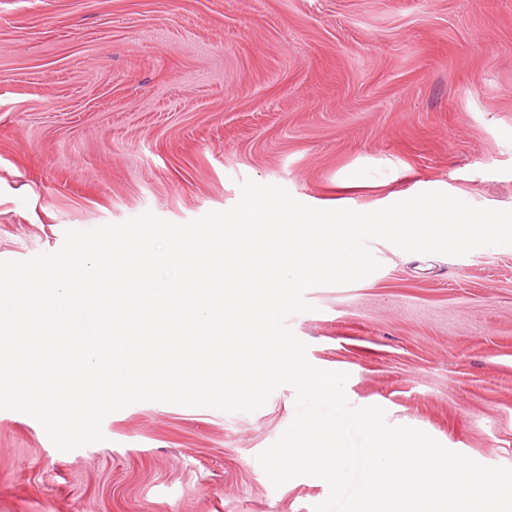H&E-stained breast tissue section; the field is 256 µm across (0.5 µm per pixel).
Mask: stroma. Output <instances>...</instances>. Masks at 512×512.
<instances>
[{
  "label": "stroma",
  "instance_id": "1",
  "mask_svg": "<svg viewBox=\"0 0 512 512\" xmlns=\"http://www.w3.org/2000/svg\"><path fill=\"white\" fill-rule=\"evenodd\" d=\"M371 212L439 190L512 209V0H0V260L144 212L183 224L244 180ZM381 263L289 318L355 407L512 468V245L376 240ZM296 413L139 402L59 451L0 410V512H313L259 454Z\"/></svg>",
  "mask_w": 512,
  "mask_h": 512
}]
</instances>
